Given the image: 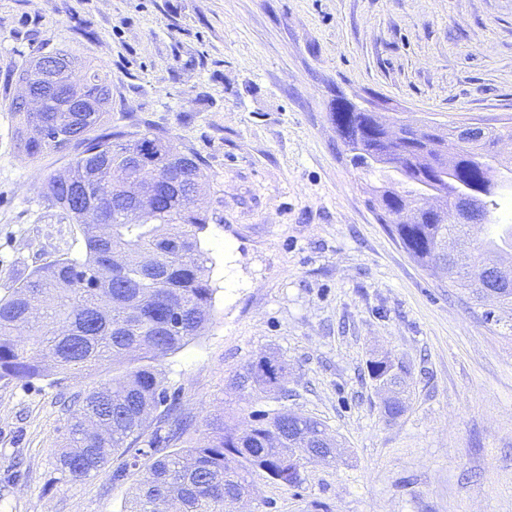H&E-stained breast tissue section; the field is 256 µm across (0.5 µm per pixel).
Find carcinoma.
<instances>
[{"mask_svg":"<svg viewBox=\"0 0 512 512\" xmlns=\"http://www.w3.org/2000/svg\"><path fill=\"white\" fill-rule=\"evenodd\" d=\"M54 55L84 71L78 85L84 111L71 112L52 99L40 112L10 103L17 119L18 148L29 156L44 152L71 155L69 166L50 176L44 195L82 226L84 252L42 264L10 294L0 298V379L29 383L67 379L112 366V378L67 402V433L53 456L58 482H77L100 470L109 456L124 461L113 473L120 480L143 469L146 476L127 512H236L253 493V476L264 473L283 483L292 478L289 449L300 448L312 461H336L335 442L325 425L283 407L251 416L248 428L220 417L198 446L159 453L191 432L193 420L168 400L159 366L169 355L201 335L211 321L214 288L211 258L200 234L209 215L192 194L209 187L202 161L180 151L173 138L150 131L129 136L106 126L112 111V76L65 50ZM42 56L21 66L18 82L35 81ZM340 132L353 166L382 176L373 194L379 215L406 252L422 267L448 261V281L483 298L492 290L504 309H512V273L501 276L482 266L481 252L496 251L495 241L478 244L468 225L421 213L417 192L451 191L460 185L483 193L486 211L497 206L507 167L496 150L503 134L490 128L482 140L461 146L453 133L425 123L420 136L385 137L376 112H341ZM89 186L98 214L91 222L69 183ZM285 362L263 357L246 365L233 387L279 393ZM371 377L393 393L383 404L395 419L406 410L408 371L387 359L370 365Z\"/></svg>","mask_w":512,"mask_h":512,"instance_id":"cac0c4a2","label":"carcinoma"}]
</instances>
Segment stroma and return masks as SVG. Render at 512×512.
Listing matches in <instances>:
<instances>
[{"label":"stroma","instance_id":"obj_1","mask_svg":"<svg viewBox=\"0 0 512 512\" xmlns=\"http://www.w3.org/2000/svg\"><path fill=\"white\" fill-rule=\"evenodd\" d=\"M112 73L108 124L194 152L212 260L206 330L160 370L192 417L280 406L339 448L298 485L257 475L241 512H512V315L418 265L368 205L375 177L341 155L337 94L410 119L512 127V0H0V297L79 255V225L43 196L68 159L29 157L9 101L35 51ZM288 364L280 402L232 390L249 362ZM410 372L396 420L369 364ZM67 416L47 381L0 380V512H126L118 457L53 484Z\"/></svg>","mask_w":512,"mask_h":512}]
</instances>
